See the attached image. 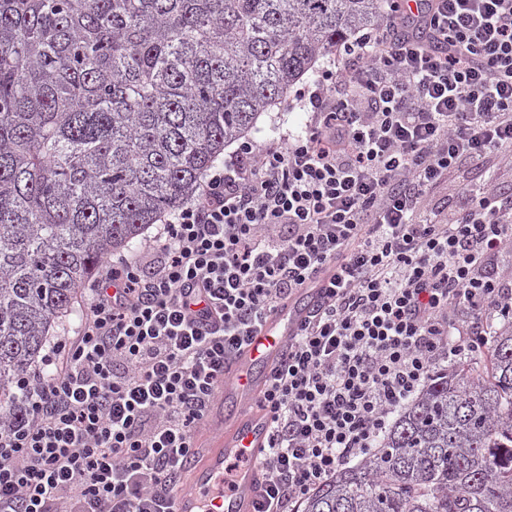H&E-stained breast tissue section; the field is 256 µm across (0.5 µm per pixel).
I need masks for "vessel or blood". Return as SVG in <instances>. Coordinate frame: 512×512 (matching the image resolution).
<instances>
[{"label": "vessel or blood", "mask_w": 512, "mask_h": 512, "mask_svg": "<svg viewBox=\"0 0 512 512\" xmlns=\"http://www.w3.org/2000/svg\"><path fill=\"white\" fill-rule=\"evenodd\" d=\"M320 300L318 289H300L256 327L248 343L224 365V386L216 397L207 427L219 444L191 461L173 493V512H257L263 501L259 461L266 453L270 423L253 403L264 389L274 362L297 324ZM239 461L236 487L224 491V465Z\"/></svg>", "instance_id": "1"}]
</instances>
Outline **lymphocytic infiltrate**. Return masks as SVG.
Instances as JSON below:
<instances>
[{"label":"lymphocytic infiltrate","instance_id":"obj_1","mask_svg":"<svg viewBox=\"0 0 512 512\" xmlns=\"http://www.w3.org/2000/svg\"><path fill=\"white\" fill-rule=\"evenodd\" d=\"M391 9L300 93L304 131L239 144L90 288L53 372L0 417V512H172L226 359L324 277L259 403V512H298L512 314V194L459 176L512 146V0Z\"/></svg>","mask_w":512,"mask_h":512}]
</instances>
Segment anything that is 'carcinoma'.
I'll return each mask as SVG.
<instances>
[{"mask_svg":"<svg viewBox=\"0 0 512 512\" xmlns=\"http://www.w3.org/2000/svg\"><path fill=\"white\" fill-rule=\"evenodd\" d=\"M389 0H0V413L108 255ZM301 512H512V320Z\"/></svg>","mask_w":512,"mask_h":512,"instance_id":"carcinoma-1","label":"carcinoma"}]
</instances>
